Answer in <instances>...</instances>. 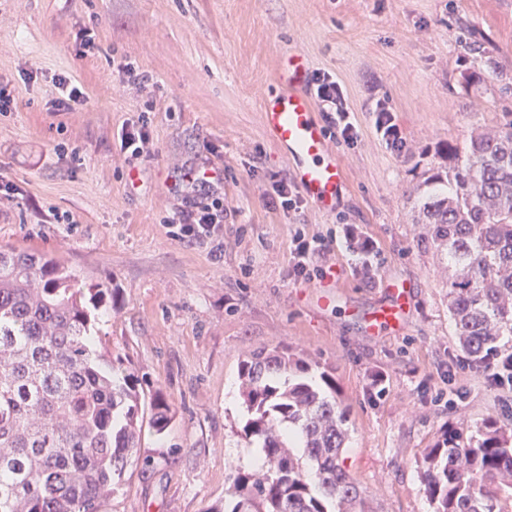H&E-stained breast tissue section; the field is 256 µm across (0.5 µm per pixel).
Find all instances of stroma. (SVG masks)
Returning a JSON list of instances; mask_svg holds the SVG:
<instances>
[{
    "label": "stroma",
    "mask_w": 512,
    "mask_h": 512,
    "mask_svg": "<svg viewBox=\"0 0 512 512\" xmlns=\"http://www.w3.org/2000/svg\"><path fill=\"white\" fill-rule=\"evenodd\" d=\"M304 54L340 84L359 129L340 137L345 191L335 212L280 207L292 164L263 125L281 56ZM492 53L512 74V0H0V248L60 259L83 284L108 289L100 351L170 420L144 425L141 446L102 512H221L236 470L254 468L238 364L280 346L331 371L349 411L340 462L367 512H432L419 477L448 427L507 419L502 393L462 357L448 316V261L421 248L414 202L438 146L496 125L512 97L467 86ZM148 88L120 81L124 65ZM80 85L84 110H59L58 81ZM394 113L406 148L374 129ZM145 124L137 158L119 154L123 124ZM224 172V222L211 241L181 239V171ZM69 214V224L54 223ZM372 238L362 264L346 229ZM330 243L315 266L343 287L316 306L319 277L292 273L296 231ZM410 292L405 330L375 339L363 317L386 282ZM383 374L377 393L373 374Z\"/></svg>",
    "instance_id": "obj_1"
}]
</instances>
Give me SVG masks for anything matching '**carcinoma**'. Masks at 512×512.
<instances>
[{"label": "carcinoma", "mask_w": 512, "mask_h": 512, "mask_svg": "<svg viewBox=\"0 0 512 512\" xmlns=\"http://www.w3.org/2000/svg\"><path fill=\"white\" fill-rule=\"evenodd\" d=\"M512 77L492 58L466 83ZM425 172L417 223L424 243L448 257V313L459 349L473 363L512 351V111L495 126L450 140ZM86 295L64 262L0 249V512H100L114 477L138 448L140 397L119 381L94 345ZM312 365L278 347L241 359L246 428L263 460L237 470L228 512H365L361 492L340 465L348 412L331 372L324 387ZM162 430L169 406L156 398ZM433 512H505L512 489V426L485 418L469 434L448 429L423 460Z\"/></svg>", "instance_id": "carcinoma-1"}]
</instances>
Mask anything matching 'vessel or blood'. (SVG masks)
Returning a JSON list of instances; mask_svg holds the SVG:
<instances>
[{
    "label": "vessel or blood",
    "mask_w": 512,
    "mask_h": 512,
    "mask_svg": "<svg viewBox=\"0 0 512 512\" xmlns=\"http://www.w3.org/2000/svg\"><path fill=\"white\" fill-rule=\"evenodd\" d=\"M308 71V64L301 55L286 58L279 74L284 90L265 100L264 126L272 141L291 160L295 184L302 196L318 210L331 213L345 190V183L339 157L330 146L326 130L316 118L313 103L304 91ZM406 303V290L393 289L391 302L372 311L369 330L400 328Z\"/></svg>",
    "instance_id": "1"
}]
</instances>
